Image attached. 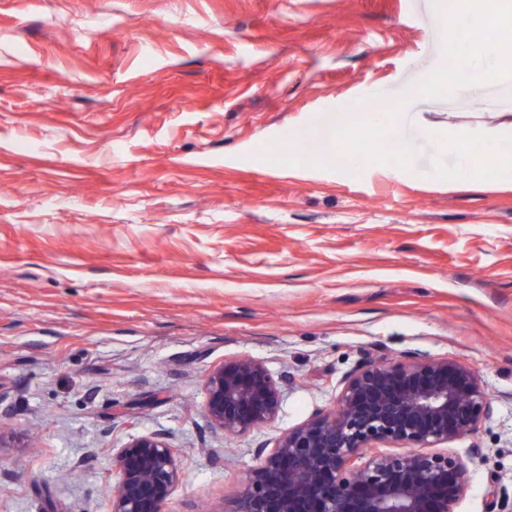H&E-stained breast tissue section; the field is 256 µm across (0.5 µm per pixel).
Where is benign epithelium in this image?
Masks as SVG:
<instances>
[{"label": "benign epithelium", "instance_id": "benign-epithelium-1", "mask_svg": "<svg viewBox=\"0 0 512 512\" xmlns=\"http://www.w3.org/2000/svg\"><path fill=\"white\" fill-rule=\"evenodd\" d=\"M205 415L227 435L272 423L279 382L250 358L208 371ZM493 412L478 374L448 358L356 365L342 380L337 409L257 447L263 462L241 492L236 512H455L468 487L456 456L423 448L474 433ZM394 443L400 451L384 453ZM112 512H164L180 480L176 450L160 433L112 449Z\"/></svg>", "mask_w": 512, "mask_h": 512}]
</instances>
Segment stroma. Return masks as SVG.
<instances>
[{"label": "stroma", "instance_id": "stroma-1", "mask_svg": "<svg viewBox=\"0 0 512 512\" xmlns=\"http://www.w3.org/2000/svg\"><path fill=\"white\" fill-rule=\"evenodd\" d=\"M451 2L0 0V512H111L112 451L149 432L182 473L166 512H234L259 443L408 354L493 398L438 447L467 466L456 512L512 502V180L439 150L512 154V71L419 93ZM371 85L406 167L288 154L354 127ZM237 357L283 396L227 436L204 383ZM469 137L465 133L458 134L454 142L455 152L461 161L460 168L456 171L458 179L466 180L480 175L479 170L483 168V165H487V159L485 156L479 155L474 156L467 152L469 149L468 145Z\"/></svg>", "mask_w": 512, "mask_h": 512}]
</instances>
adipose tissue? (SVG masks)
Returning a JSON list of instances; mask_svg holds the SVG:
<instances>
[{"label":"adipose tissue","mask_w":512,"mask_h":512,"mask_svg":"<svg viewBox=\"0 0 512 512\" xmlns=\"http://www.w3.org/2000/svg\"><path fill=\"white\" fill-rule=\"evenodd\" d=\"M472 20L480 21L488 27L510 23L512 0H454L443 18V26L450 31L448 43L452 54L459 58H469L470 64L463 69L448 63L440 65L426 77L421 86L423 93L456 92L496 78V70L487 65L488 59L496 55L495 40H488L483 51L476 53L458 37L462 22Z\"/></svg>","instance_id":"1"}]
</instances>
